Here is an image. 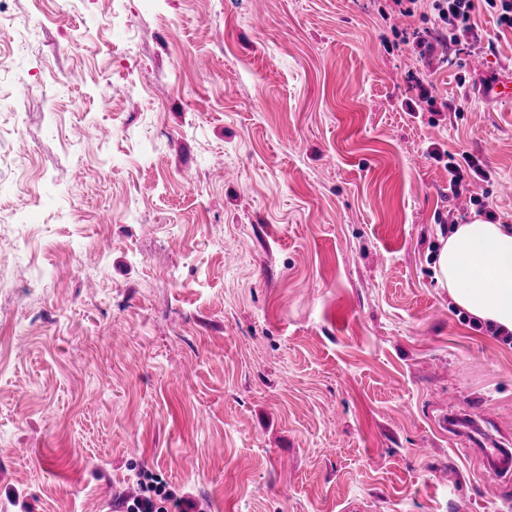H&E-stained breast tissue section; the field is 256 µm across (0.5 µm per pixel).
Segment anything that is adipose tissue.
<instances>
[{"label":"adipose tissue","instance_id":"adipose-tissue-1","mask_svg":"<svg viewBox=\"0 0 512 512\" xmlns=\"http://www.w3.org/2000/svg\"><path fill=\"white\" fill-rule=\"evenodd\" d=\"M435 276L492 332L512 333V226L484 216L456 225L442 242Z\"/></svg>","mask_w":512,"mask_h":512}]
</instances>
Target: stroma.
I'll return each mask as SVG.
<instances>
[{"label": "stroma", "mask_w": 512, "mask_h": 512, "mask_svg": "<svg viewBox=\"0 0 512 512\" xmlns=\"http://www.w3.org/2000/svg\"><path fill=\"white\" fill-rule=\"evenodd\" d=\"M0 12L38 29H0V512L145 472L204 512H512V340L434 272L512 225L494 12L426 49L427 0Z\"/></svg>", "instance_id": "35a3bbf8"}]
</instances>
